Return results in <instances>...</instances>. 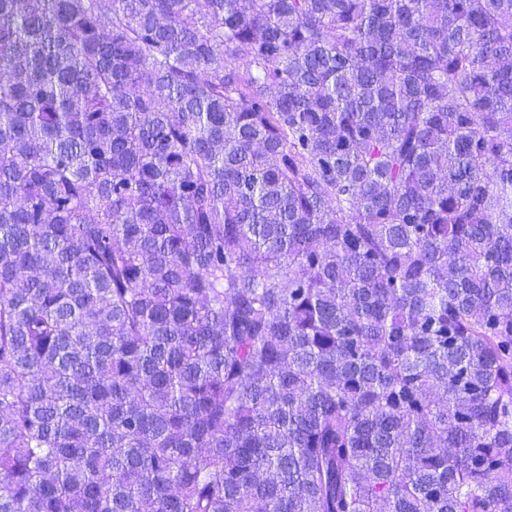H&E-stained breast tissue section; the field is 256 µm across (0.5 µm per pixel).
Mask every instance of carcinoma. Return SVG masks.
<instances>
[{"label": "carcinoma", "instance_id": "1", "mask_svg": "<svg viewBox=\"0 0 512 512\" xmlns=\"http://www.w3.org/2000/svg\"><path fill=\"white\" fill-rule=\"evenodd\" d=\"M0 512H512V0H0Z\"/></svg>", "mask_w": 512, "mask_h": 512}]
</instances>
